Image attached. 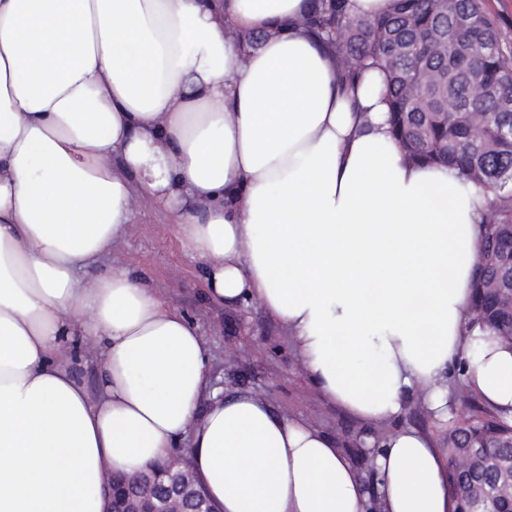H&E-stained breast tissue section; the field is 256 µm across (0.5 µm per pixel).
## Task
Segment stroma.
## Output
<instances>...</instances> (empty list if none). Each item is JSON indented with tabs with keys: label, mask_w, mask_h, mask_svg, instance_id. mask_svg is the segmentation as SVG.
Instances as JSON below:
<instances>
[{
	"label": "stroma",
	"mask_w": 512,
	"mask_h": 512,
	"mask_svg": "<svg viewBox=\"0 0 512 512\" xmlns=\"http://www.w3.org/2000/svg\"><path fill=\"white\" fill-rule=\"evenodd\" d=\"M113 264L143 276L183 311L208 343L214 386L231 395L251 391L281 416L300 415L337 441L368 430L335 406L308 378L291 336L256 306L214 307L204 300L205 272L186 253L175 218L147 204L112 250Z\"/></svg>",
	"instance_id": "1"
}]
</instances>
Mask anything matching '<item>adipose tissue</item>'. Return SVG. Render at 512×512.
<instances>
[{"label":"adipose tissue","instance_id":"ef3b65f1","mask_svg":"<svg viewBox=\"0 0 512 512\" xmlns=\"http://www.w3.org/2000/svg\"><path fill=\"white\" fill-rule=\"evenodd\" d=\"M307 6L0 0V512H105L107 472L184 441L219 512H369L335 438L213 387L191 320L104 265L145 201L207 301L266 310L327 399L384 426L382 512L453 510L412 398L446 421L460 381L512 416V346L469 323L479 198L405 160L377 74L337 86ZM429 415L422 409L416 399H412L408 404V410L402 421L403 426H412L421 429L426 432L436 434V425Z\"/></svg>","mask_w":512,"mask_h":512}]
</instances>
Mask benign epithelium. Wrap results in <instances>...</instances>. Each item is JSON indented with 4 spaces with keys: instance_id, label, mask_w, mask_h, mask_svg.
Returning <instances> with one entry per match:
<instances>
[{
    "instance_id": "1",
    "label": "benign epithelium",
    "mask_w": 512,
    "mask_h": 512,
    "mask_svg": "<svg viewBox=\"0 0 512 512\" xmlns=\"http://www.w3.org/2000/svg\"><path fill=\"white\" fill-rule=\"evenodd\" d=\"M127 482L136 486L135 493L116 489L113 478H107V512H215L210 501L195 488L190 471L151 467Z\"/></svg>"
}]
</instances>
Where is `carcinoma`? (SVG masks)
<instances>
[{"label":"carcinoma","instance_id":"obj_1","mask_svg":"<svg viewBox=\"0 0 512 512\" xmlns=\"http://www.w3.org/2000/svg\"><path fill=\"white\" fill-rule=\"evenodd\" d=\"M349 0H309L303 24L339 60L336 83L383 74L388 125L407 159L458 172L481 196L483 236L471 288L474 323L512 345V308L484 281L512 274V34L483 0H396L393 12L354 17ZM486 48L482 57L469 53ZM493 85L489 97L477 83ZM468 410L439 425L447 445L454 512H512L498 492L512 477V418L471 396ZM374 452H361L366 486L378 499Z\"/></svg>","mask_w":512,"mask_h":512}]
</instances>
